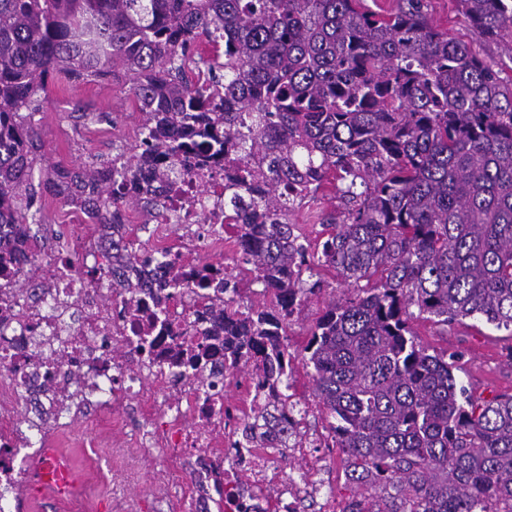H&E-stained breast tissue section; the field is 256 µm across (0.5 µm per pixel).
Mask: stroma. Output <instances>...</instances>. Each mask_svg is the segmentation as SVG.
I'll use <instances>...</instances> for the list:
<instances>
[{"mask_svg":"<svg viewBox=\"0 0 512 512\" xmlns=\"http://www.w3.org/2000/svg\"><path fill=\"white\" fill-rule=\"evenodd\" d=\"M430 20L449 37L470 43L485 62L501 68V76L512 81V42L481 38L462 13L457 0H430ZM124 75L97 83L64 88L47 84L42 94L43 110L35 115L40 132L42 153L50 163L66 170L81 169L93 160H109L129 149L139 132V114ZM45 225H32L30 232L44 238L47 250H55L66 238L65 220L68 205L62 198L43 196L41 200ZM344 286L333 282L331 288L313 296L293 318L288 330V343L293 353H302L308 334L327 305L342 297ZM421 341L431 349L459 355L460 377L472 386L476 395L490 398L512 394V336L493 326L470 319L441 331L431 322L413 324ZM135 458L138 479L130 494L138 505L169 502L175 488L163 479L162 471L177 470L181 483H191L192 466L180 457L158 449L153 456L139 457L137 449H129Z\"/></svg>","mask_w":512,"mask_h":512,"instance_id":"stroma-1","label":"stroma"}]
</instances>
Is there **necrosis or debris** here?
Wrapping results in <instances>:
<instances>
[{"label": "necrosis or debris", "mask_w": 512, "mask_h": 512, "mask_svg": "<svg viewBox=\"0 0 512 512\" xmlns=\"http://www.w3.org/2000/svg\"><path fill=\"white\" fill-rule=\"evenodd\" d=\"M189 180L190 213L171 214L163 223L179 231L166 256L140 248L126 266V286L113 284L101 259L112 256V231L84 221L83 194L70 201L75 221L69 237L73 248L44 254L32 266L36 244L20 238L0 273V512H18L17 504L34 490L35 466L49 459L47 449L82 420L121 428L116 406L139 409L141 420L130 440L143 454L167 448L194 458V486L187 508L170 504L168 512H211L220 490L232 488L241 470L253 477L239 507L226 512H299V504L315 500L317 512H340L325 492L322 467L312 464L307 479L275 473L279 456H306L325 445V436L310 433L307 441L287 439L278 426L263 438L241 435L224 412V392L247 390L224 359V321L206 314L210 299L224 295L228 261L210 260L224 239L214 230L224 223V158L198 157ZM152 342L150 354L139 355L131 368L112 354L120 345L135 351L141 337ZM38 404L44 426L37 438L22 429L20 405ZM224 444L225 466L215 471L206 451ZM84 480L62 495V512H87L101 485H109L113 512H129L125 481L132 463L113 452L104 469L93 437H85ZM275 488L276 505L264 492Z\"/></svg>", "instance_id": "necrosis-or-debris-1"}]
</instances>
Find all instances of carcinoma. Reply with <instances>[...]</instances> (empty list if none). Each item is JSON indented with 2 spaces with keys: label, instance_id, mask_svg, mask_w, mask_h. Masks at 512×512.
Listing matches in <instances>:
<instances>
[{
  "label": "carcinoma",
  "instance_id": "carcinoma-1",
  "mask_svg": "<svg viewBox=\"0 0 512 512\" xmlns=\"http://www.w3.org/2000/svg\"><path fill=\"white\" fill-rule=\"evenodd\" d=\"M477 34L512 30V0H459ZM429 0H0V226L28 234L47 186L69 200V172L43 161L31 118L50 80L102 81L123 70L139 115L129 157L80 178L92 220L118 224L146 192L119 195L107 171L145 166L176 178L186 141L233 152L224 228L270 302L214 304L234 366L264 375L288 405L297 365L333 419L346 512H512V395H476L458 361L429 353L416 319H480L512 331V85L428 18ZM194 64L202 83L186 76ZM120 166H115L118 160ZM331 185L342 219L312 240L291 221ZM112 281L122 286L120 242ZM340 277L344 298L310 329L288 327Z\"/></svg>",
  "mask_w": 512,
  "mask_h": 512
}]
</instances>
